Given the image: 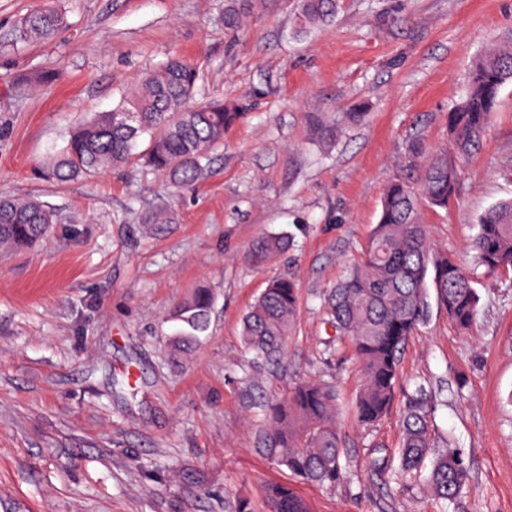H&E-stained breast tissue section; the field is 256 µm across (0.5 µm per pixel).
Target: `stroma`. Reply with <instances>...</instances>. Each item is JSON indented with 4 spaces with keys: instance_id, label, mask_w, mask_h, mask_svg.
<instances>
[{
    "instance_id": "stroma-1",
    "label": "stroma",
    "mask_w": 512,
    "mask_h": 512,
    "mask_svg": "<svg viewBox=\"0 0 512 512\" xmlns=\"http://www.w3.org/2000/svg\"><path fill=\"white\" fill-rule=\"evenodd\" d=\"M47 1L0 0V195L38 197L58 216L48 240L0 249V512H224L234 496L267 512L271 483L293 485L312 512H440L370 471L380 446L397 466L402 407L371 429L351 417L363 375L349 337L325 348L327 295L386 186L416 181L412 145H448L474 60L512 44V0H340L334 23L304 38L291 30L298 0H262L235 34L224 0H51L65 28L15 42L16 21ZM172 57L195 65L200 99L251 105L210 150L205 179L177 193L131 164L40 180L75 124ZM45 70L54 83L38 82ZM510 197L512 82L461 163L457 199L421 211L432 248L471 265L480 217ZM162 207L174 223H145ZM264 233L290 247L257 266L248 252ZM283 276L299 288V330L257 368L242 318ZM201 285L209 330L174 356L173 312ZM476 288L469 332L436 308L409 339L397 393L422 394L438 443L470 468L455 512H512V277L480 270ZM304 379L336 389L347 478L331 490L260 449L265 400Z\"/></svg>"
}]
</instances>
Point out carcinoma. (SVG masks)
I'll return each mask as SVG.
<instances>
[{"mask_svg": "<svg viewBox=\"0 0 512 512\" xmlns=\"http://www.w3.org/2000/svg\"><path fill=\"white\" fill-rule=\"evenodd\" d=\"M253 0H225L224 28L241 29ZM339 0H301L294 32L305 36L329 25ZM64 23L61 12L46 7L18 24L16 40L33 42L53 35ZM198 72L182 58L168 60L144 74L109 112L77 125L66 144L44 164L48 182L91 179L137 161L163 174L176 188L193 185L207 172L209 150L223 143L224 132L246 115L247 105L222 101L196 103ZM512 82V46L494 47L473 65L467 90L448 113L451 144L425 153L417 183H389L381 198L377 224L362 248L361 259L331 291L329 320L351 338L364 384L355 401V416L371 426L394 406L402 351L409 338L430 316L429 288L438 306L459 331L472 327L479 295L473 272L446 254H436L421 222L420 205L448 208L459 193V159L477 147L495 110L500 89ZM131 109L137 123L129 128L114 115ZM146 142L137 151L140 142ZM56 214L34 197L0 196V246L25 249L50 237ZM290 242L273 235L257 238L249 252L255 264L275 259ZM475 266L487 274L512 272V198L491 206L482 217L473 244ZM212 298L197 291L175 312L180 329L171 340L183 352L209 325ZM300 317L294 280L270 281L242 321V341L261 367L279 360L286 340L296 335ZM262 433L263 451L303 480L332 488L344 478V448L336 426V393L328 385L309 380L298 383L285 402L267 404ZM395 477L417 482L424 493L453 504L469 485L470 472L451 448L436 449L428 411L422 399L410 398L403 410V435L397 451ZM268 512H310L307 501L290 485L267 488Z\"/></svg>", "mask_w": 512, "mask_h": 512, "instance_id": "carcinoma-1", "label": "carcinoma"}]
</instances>
